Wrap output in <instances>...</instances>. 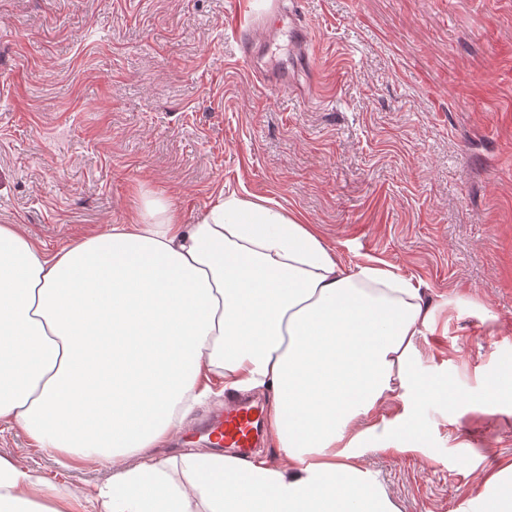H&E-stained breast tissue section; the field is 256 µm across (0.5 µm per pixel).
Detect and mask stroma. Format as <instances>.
<instances>
[{
	"instance_id": "35a3bbf8",
	"label": "stroma",
	"mask_w": 512,
	"mask_h": 512,
	"mask_svg": "<svg viewBox=\"0 0 512 512\" xmlns=\"http://www.w3.org/2000/svg\"><path fill=\"white\" fill-rule=\"evenodd\" d=\"M266 0H0V224L51 250L159 194L193 223L220 191L274 200L351 268L421 281L419 366L464 397L418 450L360 463L400 512H471L512 461V0H302L315 92L277 96L240 59ZM80 496L110 470L0 422V455Z\"/></svg>"
}]
</instances>
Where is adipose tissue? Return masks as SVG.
Masks as SVG:
<instances>
[{
  "label": "adipose tissue",
  "mask_w": 512,
  "mask_h": 512,
  "mask_svg": "<svg viewBox=\"0 0 512 512\" xmlns=\"http://www.w3.org/2000/svg\"><path fill=\"white\" fill-rule=\"evenodd\" d=\"M436 307L420 282L344 268L315 225L235 192L191 224L142 195L127 223L49 252L0 225V421L111 469L94 512H399L364 448L425 449L420 373ZM267 391L273 459L157 458L202 401ZM398 409L382 415L385 405ZM481 512H512V463ZM77 494L0 455V512H73Z\"/></svg>",
  "instance_id": "ef3b65f1"
}]
</instances>
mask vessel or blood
Segmentation results:
<instances>
[{"label":"vessel or blood","instance_id":"b4317fda","mask_svg":"<svg viewBox=\"0 0 512 512\" xmlns=\"http://www.w3.org/2000/svg\"><path fill=\"white\" fill-rule=\"evenodd\" d=\"M275 30L262 25L258 31L240 32L244 57H251L255 48L266 47L273 40ZM293 65L284 70H270L261 80L263 87L280 95L298 88L294 65H304L309 77H316L315 60L318 46L309 28L301 19H294L292 30ZM201 426L214 445L231 449L239 456L248 454L261 440L263 426L262 402L245 395L225 397L223 410L207 415Z\"/></svg>","mask_w":512,"mask_h":512}]
</instances>
